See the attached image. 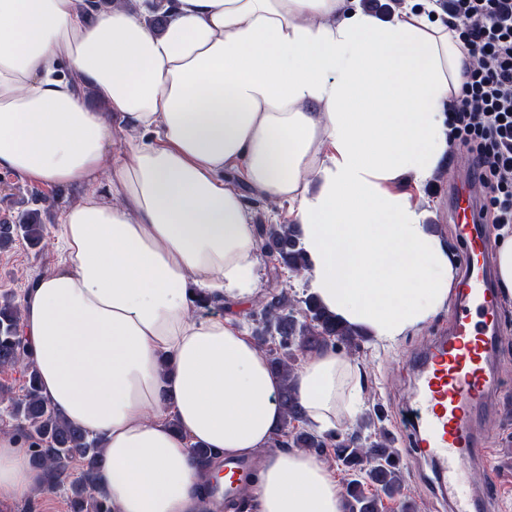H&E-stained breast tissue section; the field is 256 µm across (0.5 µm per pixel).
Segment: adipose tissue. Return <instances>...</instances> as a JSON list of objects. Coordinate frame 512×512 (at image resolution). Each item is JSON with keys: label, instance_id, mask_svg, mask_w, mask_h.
Returning a JSON list of instances; mask_svg holds the SVG:
<instances>
[{"label": "adipose tissue", "instance_id": "obj_1", "mask_svg": "<svg viewBox=\"0 0 512 512\" xmlns=\"http://www.w3.org/2000/svg\"><path fill=\"white\" fill-rule=\"evenodd\" d=\"M418 2L382 20L345 0H0V171L87 189L60 215L58 267L21 298L22 334L52 407L103 438L114 512H200L192 447L245 456L281 422L241 320L194 310L201 293L260 295L227 171L295 202L310 291L348 325L393 343L447 302L448 251L391 189L436 176L468 61L435 0ZM297 395L327 434L361 390L327 350ZM38 480L20 435L0 433V501ZM253 488L257 512H344L305 453L269 454Z\"/></svg>", "mask_w": 512, "mask_h": 512}]
</instances>
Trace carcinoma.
<instances>
[{"instance_id": "cac0c4a2", "label": "carcinoma", "mask_w": 512, "mask_h": 512, "mask_svg": "<svg viewBox=\"0 0 512 512\" xmlns=\"http://www.w3.org/2000/svg\"><path fill=\"white\" fill-rule=\"evenodd\" d=\"M41 209H27L15 224H0V250L17 238L33 248L44 246L46 228ZM260 252L288 271L275 290L257 302L260 317L252 334L267 354L280 379L278 404L283 426L272 437L276 448L327 454L346 474L344 495L349 512H380L381 500L392 497L403 484L399 455L380 416L368 414L345 433L320 435L297 424L306 420L295 390L299 362L328 348H361L363 337L337 321L311 296H297L291 279L301 276L308 260L299 246L292 224L257 225ZM20 304L12 294L0 296V367H20L26 378L22 394L0 387V402L16 420L17 432L29 442L32 464L39 472L35 493L65 488L70 491L71 512H113L101 472L105 448L53 410L43 395L36 362L19 330Z\"/></svg>"}]
</instances>
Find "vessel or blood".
I'll return each mask as SVG.
<instances>
[{"instance_id": "obj_1", "label": "vessel or blood", "mask_w": 512, "mask_h": 512, "mask_svg": "<svg viewBox=\"0 0 512 512\" xmlns=\"http://www.w3.org/2000/svg\"><path fill=\"white\" fill-rule=\"evenodd\" d=\"M453 218L458 226L460 279L453 290V318L447 332L412 362L415 381L402 413L413 455L427 459L452 512H490L498 485L490 449L484 448L481 421L498 412L505 384L493 364L501 330L502 299L491 278L492 247L476 204L472 182L457 188ZM481 462V493L469 483ZM256 463H224V501L237 502L252 485Z\"/></svg>"}]
</instances>
